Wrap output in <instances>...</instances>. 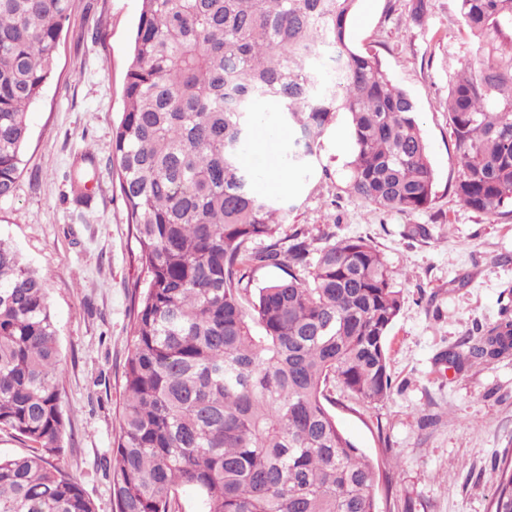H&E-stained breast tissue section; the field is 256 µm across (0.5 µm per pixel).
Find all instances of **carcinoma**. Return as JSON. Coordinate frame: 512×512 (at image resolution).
<instances>
[{
	"instance_id": "carcinoma-1",
	"label": "carcinoma",
	"mask_w": 512,
	"mask_h": 512,
	"mask_svg": "<svg viewBox=\"0 0 512 512\" xmlns=\"http://www.w3.org/2000/svg\"><path fill=\"white\" fill-rule=\"evenodd\" d=\"M357 0H141L112 130V161L143 280L112 448L114 512H380L375 464L325 389L358 402L391 391L386 340L403 304L396 272L361 237L311 254L275 241L288 201L253 187L242 154L260 105L293 131L305 170L350 117L349 187L384 211L431 207L436 177L412 96L347 42ZM477 39L450 81L459 151L453 194L512 216V0H457ZM68 0H0V199L13 195L27 116L55 67ZM267 239L260 251L255 240ZM245 265L283 275L246 298ZM442 354L453 367L512 353V317ZM57 329L42 276L0 241V429L31 453L0 457V512H96L54 457L66 433ZM490 512H512V441L493 468Z\"/></svg>"
}]
</instances>
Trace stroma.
<instances>
[{"instance_id": "1", "label": "stroma", "mask_w": 512, "mask_h": 512, "mask_svg": "<svg viewBox=\"0 0 512 512\" xmlns=\"http://www.w3.org/2000/svg\"><path fill=\"white\" fill-rule=\"evenodd\" d=\"M417 24L410 0H359L349 41L371 51L416 101L437 196L428 210L383 212L346 189L350 119L337 113L310 167L279 191L290 205L277 232L364 237L397 272L405 304L387 339L392 392L363 405L331 387V410L351 441L390 482L380 512H489L490 473L512 440V355L455 370L441 361L476 328L512 309V219L475 211L451 191L458 151L448 126V85L476 48L455 0H427ZM140 0H69L55 70L28 114L16 189L0 200V240L44 278L58 330L60 463L97 512H112V448L122 375L131 348L132 288L140 275L113 174L112 128ZM267 154L248 145L255 188L268 194V162H283L291 133L266 116ZM92 151L93 162L82 159ZM397 468H390V461Z\"/></svg>"}]
</instances>
